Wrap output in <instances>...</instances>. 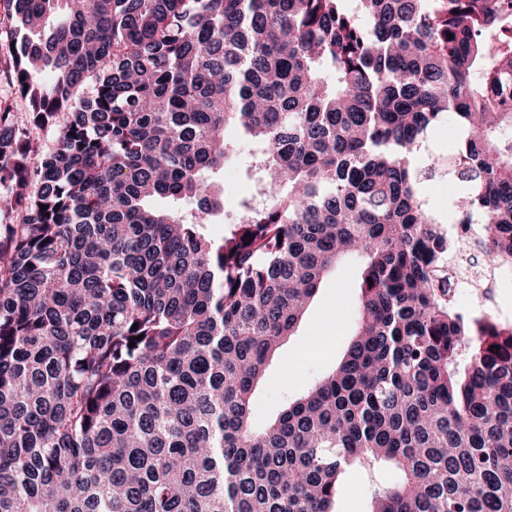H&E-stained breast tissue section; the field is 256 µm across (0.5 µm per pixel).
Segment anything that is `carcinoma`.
<instances>
[{
	"instance_id": "obj_1",
	"label": "carcinoma",
	"mask_w": 512,
	"mask_h": 512,
	"mask_svg": "<svg viewBox=\"0 0 512 512\" xmlns=\"http://www.w3.org/2000/svg\"><path fill=\"white\" fill-rule=\"evenodd\" d=\"M7 2L0 512H336L348 471L384 466L370 512H512V323L456 303L447 229L512 266V0ZM230 131L254 181L231 217ZM351 255L346 354L253 429ZM454 192L455 185L448 177L431 181L426 187L428 199L441 213H448Z\"/></svg>"
}]
</instances>
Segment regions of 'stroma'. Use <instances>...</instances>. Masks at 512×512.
<instances>
[{"label": "stroma", "mask_w": 512, "mask_h": 512, "mask_svg": "<svg viewBox=\"0 0 512 512\" xmlns=\"http://www.w3.org/2000/svg\"><path fill=\"white\" fill-rule=\"evenodd\" d=\"M357 264L356 258H348L324 279L296 334L281 346L254 396L251 419L255 427H263L274 419L289 402L321 380L346 352L356 322ZM327 335L332 343L324 355H307L310 338ZM396 478V473L388 469L373 478L353 472L337 497V512H369L371 480L391 483Z\"/></svg>", "instance_id": "35a3bbf8"}]
</instances>
